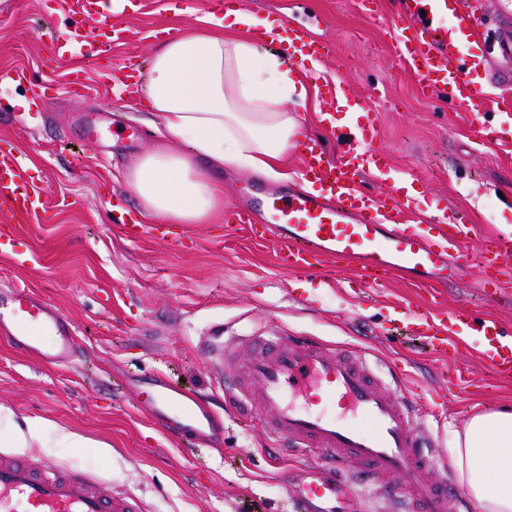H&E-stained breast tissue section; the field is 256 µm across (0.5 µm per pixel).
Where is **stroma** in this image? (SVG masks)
Segmentation results:
<instances>
[{
  "mask_svg": "<svg viewBox=\"0 0 512 512\" xmlns=\"http://www.w3.org/2000/svg\"><path fill=\"white\" fill-rule=\"evenodd\" d=\"M128 37L102 41L56 57L49 28L69 20L65 0H0V148L20 154L44 210L23 221L0 249V289L30 287L75 324L71 363L55 365L17 347L0 332V407L14 422H39L41 440L24 455L85 472L140 500L147 512H288L302 471L315 456L271 459L258 418L228 424L206 443L166 436L149 407L137 402L135 378L159 370L219 409L224 398L200 351L217 324L240 335L303 332L402 360L401 396L427 395L452 432L477 405H512V384L491 383L473 343L456 359L474 380L449 389L447 362L423 342L384 332L382 297L361 291L353 270L328 274L325 288L304 274L284 276L272 263L273 242L257 241L236 224H162L145 220L130 236L119 213L143 217L126 172L143 153L170 143L140 97L116 96L103 72L135 61L147 69L162 30L200 28L206 0H132ZM245 11L313 22L330 53L307 65L309 102L289 103L302 133H321L316 103L327 96H360L375 113L376 146L415 191L412 216L437 222L464 219L478 237L512 226V145L480 142L473 110L442 97H423L417 76L393 53L392 0H243ZM82 73L87 86L70 95L66 81ZM43 96H34V87ZM97 127L100 146L82 150L81 132ZM225 205L247 200L262 219L272 181L246 170L214 174ZM37 252L38 265L18 255ZM75 441L62 442L60 432Z\"/></svg>",
  "mask_w": 512,
  "mask_h": 512,
  "instance_id": "1",
  "label": "stroma"
}]
</instances>
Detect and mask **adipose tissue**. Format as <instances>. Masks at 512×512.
<instances>
[{
  "mask_svg": "<svg viewBox=\"0 0 512 512\" xmlns=\"http://www.w3.org/2000/svg\"><path fill=\"white\" fill-rule=\"evenodd\" d=\"M209 23L157 41L138 86L173 144L138 157L127 181L145 215L166 224L212 223L223 205L213 170L286 179L299 124L283 104L312 91L281 52L267 50L275 21L239 11ZM448 462L468 512H512V408L471 415L452 434Z\"/></svg>",
  "mask_w": 512,
  "mask_h": 512,
  "instance_id": "adipose-tissue-1",
  "label": "adipose tissue"
}]
</instances>
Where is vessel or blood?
I'll return each instance as SVG.
<instances>
[{
    "mask_svg": "<svg viewBox=\"0 0 512 512\" xmlns=\"http://www.w3.org/2000/svg\"><path fill=\"white\" fill-rule=\"evenodd\" d=\"M124 2L70 0L73 22L55 30L56 53L103 36L123 39ZM395 15L396 57L416 73L422 91L468 105L482 101L486 87L497 88L502 107L493 119L479 122L476 133L480 139L511 145L512 8L501 5L489 21L472 9L449 13L448 0H397ZM489 23L494 33L481 39L480 29ZM282 28L289 61L301 64L323 57L326 46L310 25L287 21ZM461 34L482 40L481 54L461 52ZM320 124L325 138L309 137L302 144V187L268 197L263 223H252L244 206L232 213L231 223L247 225L254 239L274 238V265L287 276L315 274L328 259L358 264L360 285L376 291L396 275H406L428 297L417 309L401 299H387L390 321L406 324L443 359L456 340L476 342L491 374L511 380L512 330L498 318L474 316L465 305L442 311L439 288L474 272L481 302L511 305L502 259L512 255V229L502 228L478 245L471 224L404 223L408 200L402 195V179L392 178L382 196L365 186L371 171L385 175L390 169L385 155L372 148L374 124L339 127L330 111L321 113ZM329 138L337 144L335 151L327 149ZM39 207L22 159L0 150V240L12 237L17 217L36 214ZM0 329L9 330L16 345L53 362L73 358L71 320L28 288L0 292ZM207 349L229 403L240 413L261 414L278 449L317 452L318 465L297 482L291 512H326L329 504L335 512H348L342 502L358 489L388 498L404 512H446L449 497L460 495L457 486L434 479V437L416 421L411 403L393 396L391 384L401 377L396 368L380 375L365 356L295 332L228 336L218 325ZM242 349L249 350L248 359H239ZM134 384L169 433L189 430L207 439L223 432L218 416L167 375L145 373ZM324 396L335 402L338 415L312 409V402ZM349 415L369 418L373 431L346 423ZM0 512L144 509L111 483L0 452Z\"/></svg>",
    "mask_w": 512,
    "mask_h": 512,
    "instance_id": "1",
    "label": "vessel or blood"
}]
</instances>
